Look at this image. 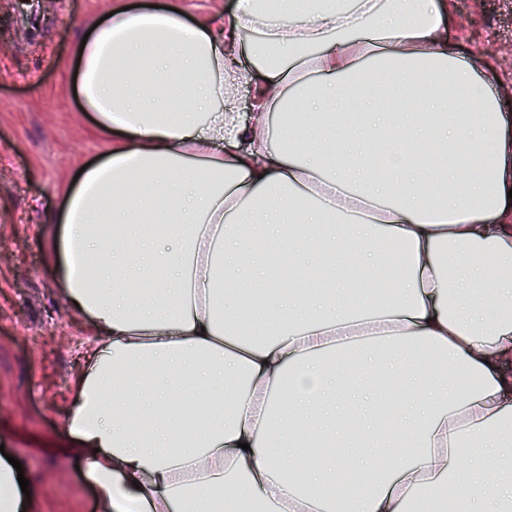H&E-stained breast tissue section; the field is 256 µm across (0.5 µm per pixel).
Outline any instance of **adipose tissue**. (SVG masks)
<instances>
[{"mask_svg": "<svg viewBox=\"0 0 512 512\" xmlns=\"http://www.w3.org/2000/svg\"><path fill=\"white\" fill-rule=\"evenodd\" d=\"M445 0H239L230 19L115 9L77 50L104 151L50 253L100 342L66 428L99 512H512V119L448 39ZM256 40L242 47V32ZM258 86L250 123L237 91ZM299 113L307 145L270 138ZM443 140L451 161L415 154ZM380 153L383 167L366 165ZM161 228L146 234L143 212ZM304 249L273 272L270 251ZM368 263L364 301L331 274ZM147 281L139 296L128 282ZM282 289L258 312L225 287ZM386 381L379 451L339 453L349 361ZM481 467H473L474 457Z\"/></svg>", "mask_w": 512, "mask_h": 512, "instance_id": "obj_1", "label": "adipose tissue"}]
</instances>
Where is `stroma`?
<instances>
[{
    "mask_svg": "<svg viewBox=\"0 0 512 512\" xmlns=\"http://www.w3.org/2000/svg\"><path fill=\"white\" fill-rule=\"evenodd\" d=\"M169 0H0V448L22 461L30 512H97L64 419L95 338L59 288L40 230L77 167L104 144L68 68L85 25L111 7ZM449 36L512 116V0H447ZM38 14L36 34L28 19Z\"/></svg>",
    "mask_w": 512,
    "mask_h": 512,
    "instance_id": "1",
    "label": "stroma"
}]
</instances>
